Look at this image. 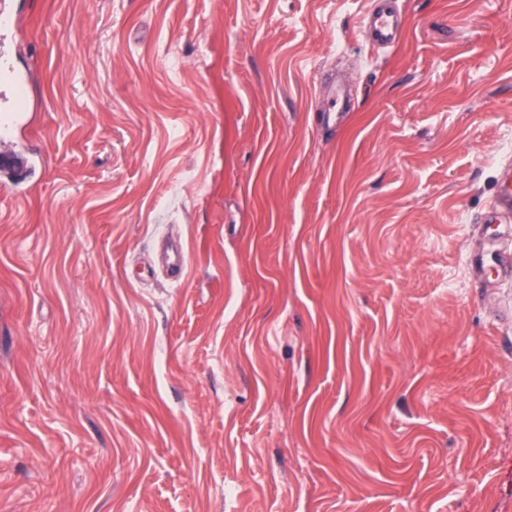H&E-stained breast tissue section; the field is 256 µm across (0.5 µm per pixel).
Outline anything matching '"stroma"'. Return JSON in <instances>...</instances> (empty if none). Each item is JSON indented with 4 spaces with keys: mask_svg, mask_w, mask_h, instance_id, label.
Returning a JSON list of instances; mask_svg holds the SVG:
<instances>
[{
    "mask_svg": "<svg viewBox=\"0 0 512 512\" xmlns=\"http://www.w3.org/2000/svg\"><path fill=\"white\" fill-rule=\"evenodd\" d=\"M368 2L11 0L0 512H512V0ZM372 7L366 14L362 36L378 48H391L397 44L403 33L402 21L393 9L395 0H372ZM349 109L350 98L346 89L342 85L336 86V83L332 82L327 98V107L324 111V119L327 124H335Z\"/></svg>",
    "mask_w": 512,
    "mask_h": 512,
    "instance_id": "obj_1",
    "label": "stroma"
}]
</instances>
